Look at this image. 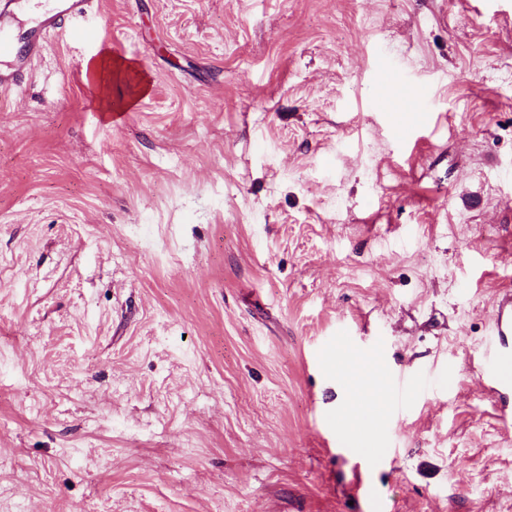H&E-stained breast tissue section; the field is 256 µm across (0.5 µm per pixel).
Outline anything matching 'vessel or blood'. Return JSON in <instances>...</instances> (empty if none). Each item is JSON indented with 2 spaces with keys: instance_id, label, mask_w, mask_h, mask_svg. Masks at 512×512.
<instances>
[{
  "instance_id": "b4317fda",
  "label": "vessel or blood",
  "mask_w": 512,
  "mask_h": 512,
  "mask_svg": "<svg viewBox=\"0 0 512 512\" xmlns=\"http://www.w3.org/2000/svg\"><path fill=\"white\" fill-rule=\"evenodd\" d=\"M28 0H0V92L17 85L32 58L41 56L49 34L63 30L73 39L88 40L90 29L79 21L88 14L92 0H41L33 26L23 34L15 28ZM494 339L488 347L494 367L487 373L489 390L496 400L498 421L512 423V293L492 307Z\"/></svg>"
}]
</instances>
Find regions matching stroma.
<instances>
[{"label":"stroma","instance_id":"1","mask_svg":"<svg viewBox=\"0 0 512 512\" xmlns=\"http://www.w3.org/2000/svg\"><path fill=\"white\" fill-rule=\"evenodd\" d=\"M82 24L0 96V512H512V0ZM107 48L149 83L112 120ZM340 341L422 390L365 454ZM130 67L131 66L128 64L114 60L110 52H104L97 59L88 63L86 70L93 82L99 86L105 112H112V108L122 109L129 107L139 96L146 92L147 86L145 83H136L129 88L125 99L112 103V79L119 78L121 74L128 71ZM494 339L488 354L494 362L485 376L489 391L496 400V417L503 425L512 423V293L506 291L492 307Z\"/></svg>","mask_w":512,"mask_h":512}]
</instances>
